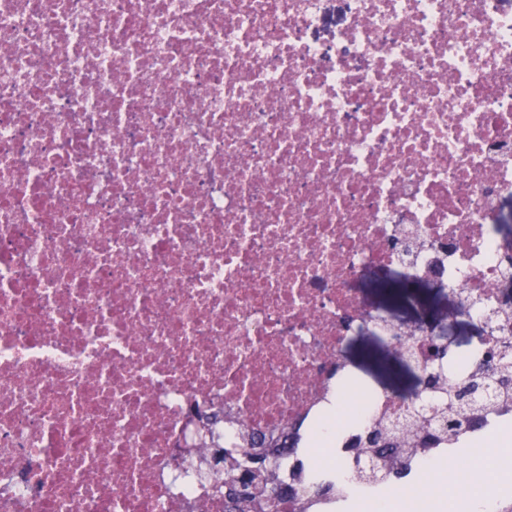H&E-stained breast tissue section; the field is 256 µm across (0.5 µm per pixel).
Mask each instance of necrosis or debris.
I'll return each mask as SVG.
<instances>
[{
    "label": "necrosis or debris",
    "instance_id": "1",
    "mask_svg": "<svg viewBox=\"0 0 512 512\" xmlns=\"http://www.w3.org/2000/svg\"><path fill=\"white\" fill-rule=\"evenodd\" d=\"M0 0V512H224L213 462L289 425L280 477L308 512L313 448L348 470L381 419L441 393L375 391L344 350L357 286L398 268L481 324L469 375L512 345V7L351 0ZM512 400L460 434L496 482ZM449 443L388 485L444 512ZM347 11V0H326L324 4V23L312 36L323 43L331 41L334 31L344 22Z\"/></svg>",
    "mask_w": 512,
    "mask_h": 512
}]
</instances>
